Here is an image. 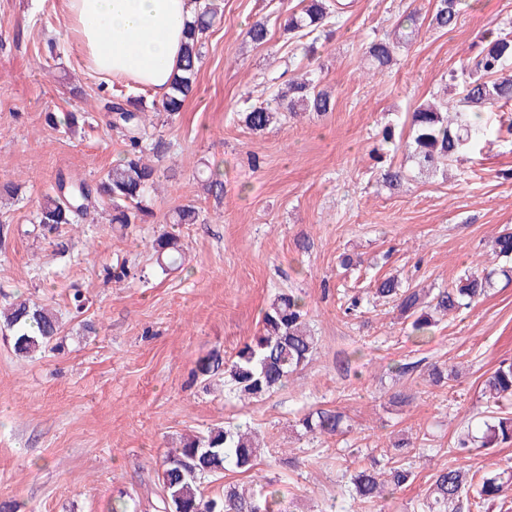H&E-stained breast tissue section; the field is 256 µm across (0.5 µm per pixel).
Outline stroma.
<instances>
[{
    "mask_svg": "<svg viewBox=\"0 0 512 512\" xmlns=\"http://www.w3.org/2000/svg\"><path fill=\"white\" fill-rule=\"evenodd\" d=\"M298 0H217L198 73V90L178 115L156 116L173 148L141 223L117 231L108 206L95 223L65 229L67 254L30 235L42 196L59 178L94 181L119 158L122 143L104 114L110 80L82 59L64 0H0V181L19 184L0 198L12 232L0 245V300L24 294L56 310L55 349L17 358L0 335V503L19 512H164L158 478L181 436L227 422L263 437L262 473L278 481L279 512H424L431 475L454 458L452 444L486 408L483 379L512 362V280L496 275L489 295L448 316L431 337L409 336L391 306L372 298L376 278L444 288L479 260L485 242L512 228V142L469 152L446 170L419 174L403 150L375 158L379 133L423 100L446 94L448 73L466 67L486 30L512 21V0H465L456 27H428L434 0H355L314 60L295 54L280 25ZM421 19L412 43L382 73L365 69L364 48L409 11ZM266 20L271 39L257 46L249 24ZM320 69L335 109L290 118L262 134L238 120L246 95L269 97L282 71ZM85 114L69 132L47 113ZM263 158L252 168L251 154ZM404 166L398 191L381 181L384 165ZM219 169L222 199L203 193L197 173ZM194 202L199 223L174 228L187 263L166 275L150 244L170 228L172 210ZM310 246L300 250L298 242ZM361 257L350 270L341 254ZM126 265L131 277L104 279ZM367 295L361 315L344 316L345 290ZM83 312L68 304L74 291ZM302 297L318 339L313 359L287 385L257 400L229 395L221 382L193 375L199 357H230L256 336L262 313L282 291ZM417 363L404 376L394 366ZM458 366V380L433 386L426 368ZM404 405H390L394 392ZM344 414L347 433L303 435L312 408ZM400 456L415 478L395 498L359 510L350 477Z\"/></svg>",
    "mask_w": 512,
    "mask_h": 512,
    "instance_id": "obj_1",
    "label": "stroma"
}]
</instances>
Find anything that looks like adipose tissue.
<instances>
[{"instance_id": "1", "label": "adipose tissue", "mask_w": 512, "mask_h": 512, "mask_svg": "<svg viewBox=\"0 0 512 512\" xmlns=\"http://www.w3.org/2000/svg\"><path fill=\"white\" fill-rule=\"evenodd\" d=\"M89 69L164 96L179 64L193 0H66Z\"/></svg>"}]
</instances>
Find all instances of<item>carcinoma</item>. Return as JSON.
I'll return each mask as SVG.
<instances>
[{
    "mask_svg": "<svg viewBox=\"0 0 512 512\" xmlns=\"http://www.w3.org/2000/svg\"><path fill=\"white\" fill-rule=\"evenodd\" d=\"M347 4L340 0H299L297 8L288 12L283 31L304 56L317 52L321 39H328L332 27ZM462 0H436L430 25L436 29L456 26ZM217 14L214 0L196 2L193 24L185 42L170 92L151 104L142 96H118L109 102L107 124L122 137L124 149L117 162L93 184L58 180L56 189L39 203L34 216V230L60 253L68 251L62 237L65 225L84 224L98 202L106 199L112 205L110 222L126 229L142 220L147 212V195L158 177L157 167L147 163L148 153L161 159L171 145L149 131L145 112L173 116L180 112L192 96L202 63L204 39ZM267 23L258 20L247 31L249 40L260 46L268 42ZM409 35L388 34L372 39L365 50L368 69L382 72L396 59L397 52L408 45ZM485 46L473 64L461 74L451 76L462 86L453 111L440 101H427L410 114V136L404 143L407 158L419 170L429 171L458 160L465 151L481 143H494L496 134L482 121V114L494 107L512 105V31L490 30ZM330 91L321 87L317 70L289 78L278 87L272 98L261 102L245 100L242 123L255 134H261L277 123L286 112L297 116L312 112L323 116L334 110ZM49 124L68 130L79 124V116L65 112L50 114ZM205 194L220 198L224 182L217 169L199 172ZM382 182L391 190H399L406 175L402 168L388 166L381 173ZM200 210L193 203L175 207L169 223L196 224ZM155 262L162 273L182 267L186 261L180 238L164 230L152 241ZM493 259H512V230L506 228L487 244ZM495 270L470 266L459 283L448 288L425 290L403 286L395 276L375 281L374 295L393 304L400 318L408 322L409 335L419 341L430 337L435 316H446L466 309L482 300L493 286ZM302 299L293 292L279 293L263 312L262 329L244 343L235 356L226 361L217 352L197 360L194 374L206 380L222 375L224 384L240 399H258L285 386L291 374L306 366L317 350V340L306 321ZM0 327L12 336L16 356L28 358L56 340L61 322L57 314L44 304L29 298L15 300L0 309ZM429 382L441 386L459 378V370L437 363L428 366ZM482 392L492 408L482 427L457 436L453 451L466 456L475 448H490L512 442V362L500 364L483 382ZM343 415L332 409L317 408L302 420L304 434L334 436L342 429ZM260 446L251 433L238 425L211 428L203 435L181 439L162 462L159 476L165 512H274L279 489L271 480L258 482L248 489L234 484L224 485L214 495L204 493V486L224 477L234 467L243 473L257 465ZM414 480L412 467L396 461L375 470L361 468L351 476L353 493L363 504L375 503L393 496ZM512 494V473L487 471L481 476L450 464L437 470L425 492L426 512H481L485 502Z\"/></svg>",
    "mask_w": 512,
    "mask_h": 512,
    "instance_id": "1",
    "label": "carcinoma"
}]
</instances>
